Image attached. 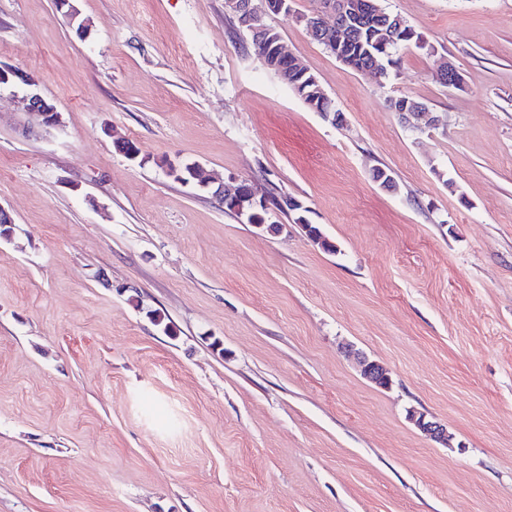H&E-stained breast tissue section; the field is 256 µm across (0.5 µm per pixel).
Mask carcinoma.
<instances>
[{
	"label": "carcinoma",
	"mask_w": 512,
	"mask_h": 512,
	"mask_svg": "<svg viewBox=\"0 0 512 512\" xmlns=\"http://www.w3.org/2000/svg\"><path fill=\"white\" fill-rule=\"evenodd\" d=\"M357 2L366 17L365 22L354 32L336 34V47L331 49L345 66L361 71L376 65L384 73L394 65V54L399 49L412 45L421 46L422 35L401 16L386 10L376 15L368 11L367 0ZM228 18L241 37L240 45L249 49L282 82L291 87L311 110L321 114L335 111L314 74L295 65L294 58L281 54L280 48L283 47L284 40L274 27L262 19L250 27L243 25L236 15L230 14ZM388 107L396 113L415 112L424 108L425 104L408 95H400L390 99ZM270 204L273 209L268 210L251 196L237 194L231 198L225 210L245 217L250 224H268L271 215L277 212L284 215L295 212L296 223L306 230L319 231L316 225L309 223L301 214L303 207L296 198L286 194H273Z\"/></svg>",
	"instance_id": "1"
}]
</instances>
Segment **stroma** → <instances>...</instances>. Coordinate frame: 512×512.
I'll list each match as a JSON object with an SVG mask.
<instances>
[{"label":"stroma","instance_id":"obj_1","mask_svg":"<svg viewBox=\"0 0 512 512\" xmlns=\"http://www.w3.org/2000/svg\"><path fill=\"white\" fill-rule=\"evenodd\" d=\"M383 4L424 44L366 75L310 38L309 0H253L335 126L235 46L224 0H77L81 33L0 0V66L59 114L0 87V512H512V0ZM173 164L297 198L335 252ZM21 84L27 88L25 101L28 112L41 118L43 125H54L58 121L56 108L49 104V100L42 95L37 78L30 74L17 75L5 66H0V87ZM388 107L392 112H396L399 118V112H403L402 115H404V122L408 124H414V121L416 123L420 122L414 119H425L428 121L433 116L432 111L424 103L419 102L408 95H400L395 98H391L389 100ZM417 110H427L429 112H415Z\"/></svg>","mask_w":512,"mask_h":512}]
</instances>
